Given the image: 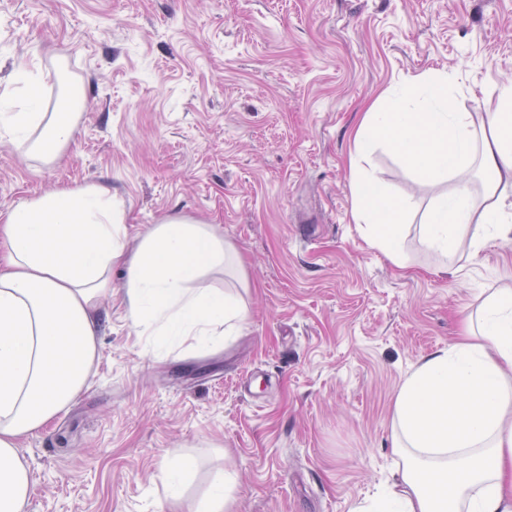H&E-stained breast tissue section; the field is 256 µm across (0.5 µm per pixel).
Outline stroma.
<instances>
[{
	"mask_svg": "<svg viewBox=\"0 0 512 512\" xmlns=\"http://www.w3.org/2000/svg\"><path fill=\"white\" fill-rule=\"evenodd\" d=\"M59 69L41 109L80 113L51 165L0 138V211L99 184L131 233L177 213L213 225L244 268L247 320L208 354L162 352L120 292L101 299L95 374L19 449L25 512H196L230 479L235 512H363L400 465L396 395L453 344L485 289L512 286V239L434 273L416 226L446 182L388 148L361 158L410 204L398 269L352 219L347 159L363 112L431 70L465 112L512 83V0H0V98ZM190 461L172 503L162 467Z\"/></svg>",
	"mask_w": 512,
	"mask_h": 512,
	"instance_id": "stroma-1",
	"label": "stroma"
}]
</instances>
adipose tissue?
I'll return each instance as SVG.
<instances>
[{
	"mask_svg": "<svg viewBox=\"0 0 512 512\" xmlns=\"http://www.w3.org/2000/svg\"><path fill=\"white\" fill-rule=\"evenodd\" d=\"M42 84L30 82L23 109L0 113V130L49 164L80 115L40 111ZM416 96L422 109L402 107ZM355 139L361 147L384 143L425 179L448 177L418 229L421 246L443 263L512 233L511 84L477 119L455 111L447 73H422L372 104ZM474 164L486 176L478 194L463 180ZM407 211L356 169L353 219L368 246L396 264ZM117 265L129 318L158 348L189 339L204 353L244 325L236 298L207 282L212 272L242 268L209 225L173 215L130 234L126 211L100 185L60 187L0 212V512H24L32 493L21 440L94 374L100 298ZM463 326V336L423 357L400 389L392 445L402 465L374 512H512V289H491Z\"/></svg>",
	"mask_w": 512,
	"mask_h": 512,
	"instance_id": "obj_1",
	"label": "adipose tissue"
}]
</instances>
